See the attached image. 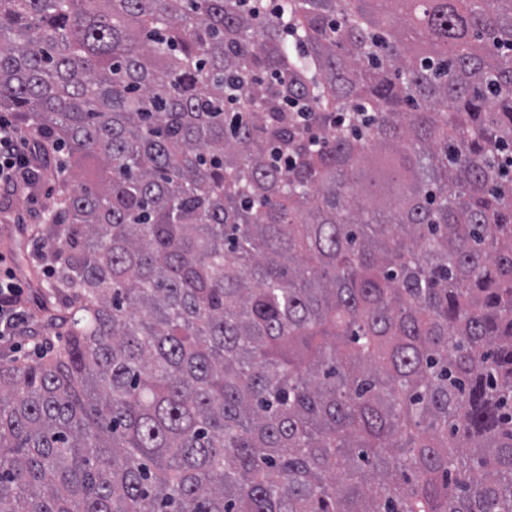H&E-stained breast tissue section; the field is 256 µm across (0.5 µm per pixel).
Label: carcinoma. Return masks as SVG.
<instances>
[{"label":"carcinoma","instance_id":"cac0c4a2","mask_svg":"<svg viewBox=\"0 0 512 512\" xmlns=\"http://www.w3.org/2000/svg\"><path fill=\"white\" fill-rule=\"evenodd\" d=\"M283 6L0 0L66 338L0 512H512V0Z\"/></svg>","mask_w":512,"mask_h":512}]
</instances>
